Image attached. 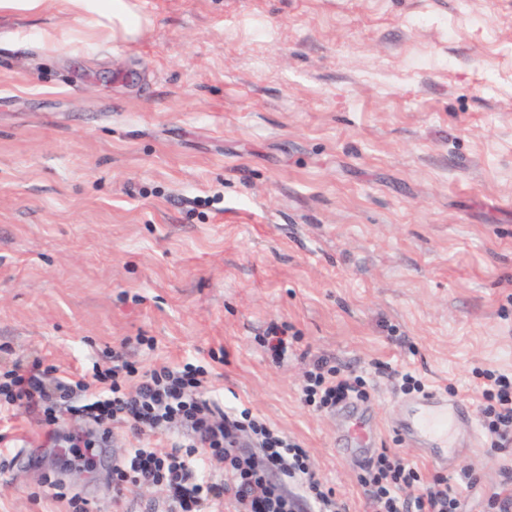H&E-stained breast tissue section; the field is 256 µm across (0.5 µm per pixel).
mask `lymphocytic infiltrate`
Returning a JSON list of instances; mask_svg holds the SVG:
<instances>
[{
	"label": "lymphocytic infiltrate",
	"mask_w": 512,
	"mask_h": 512,
	"mask_svg": "<svg viewBox=\"0 0 512 512\" xmlns=\"http://www.w3.org/2000/svg\"><path fill=\"white\" fill-rule=\"evenodd\" d=\"M473 392L483 405V426L495 448L512 444V374L483 371ZM101 384L98 398L77 407L90 431L60 436L56 411L85 390V378L52 375L41 361L16 362L0 376V416L26 409L41 413V423L54 447L80 455L102 448L116 423L140 431L177 424L189 437L167 448H136L114 467L117 492L154 485L165 490V512H207L211 502L231 495L235 512H348L311 469L306 450L249 411L223 410L203 392L205 372L187 363L139 372L122 352H114L109 368L95 371ZM359 379L342 374L322 358L315 359L302 387V400L318 411L335 410L345 399H364ZM250 431L261 444L260 454L239 448L237 435ZM221 459L233 475L232 484L213 481L207 464ZM360 481L375 512H458L460 500L446 478L424 480L400 453L383 448L363 466Z\"/></svg>",
	"instance_id": "obj_1"
}]
</instances>
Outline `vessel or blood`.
<instances>
[{
	"mask_svg": "<svg viewBox=\"0 0 512 512\" xmlns=\"http://www.w3.org/2000/svg\"><path fill=\"white\" fill-rule=\"evenodd\" d=\"M342 418L338 437L347 455L366 463L374 452L371 421L339 406ZM399 435L427 455L438 467L449 468L456 456L453 435L458 430L473 431L474 420L466 404L439 393L429 392L407 405L393 422Z\"/></svg>",
	"mask_w": 512,
	"mask_h": 512,
	"instance_id": "b4317fda",
	"label": "vessel or blood"
}]
</instances>
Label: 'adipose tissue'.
<instances>
[{
    "mask_svg": "<svg viewBox=\"0 0 512 512\" xmlns=\"http://www.w3.org/2000/svg\"><path fill=\"white\" fill-rule=\"evenodd\" d=\"M49 7L78 21L95 16L99 28L128 42L138 41L150 24L136 0H0L1 14L34 15Z\"/></svg>",
    "mask_w": 512,
    "mask_h": 512,
    "instance_id": "1",
    "label": "adipose tissue"
}]
</instances>
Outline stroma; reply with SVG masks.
I'll return each mask as SVG.
<instances>
[{
	"label": "stroma",
	"instance_id": "35a3bbf8",
	"mask_svg": "<svg viewBox=\"0 0 512 512\" xmlns=\"http://www.w3.org/2000/svg\"><path fill=\"white\" fill-rule=\"evenodd\" d=\"M134 43L47 10L0 16V373L40 357L148 371L191 361L221 407L303 443L349 512H373L336 417L304 406L313 359L364 378L376 444L437 471L392 421L407 396L512 373V0H153ZM53 27L59 47L39 37ZM296 343L281 362L268 327ZM146 344H138V337ZM32 411L0 420V512H162L113 490ZM441 471L488 512L512 445L458 432ZM476 481L463 487V473ZM295 340V336H288L285 324H272L263 339V347L273 361H278L288 353Z\"/></svg>",
	"mask_w": 512,
	"mask_h": 512
}]
</instances>
